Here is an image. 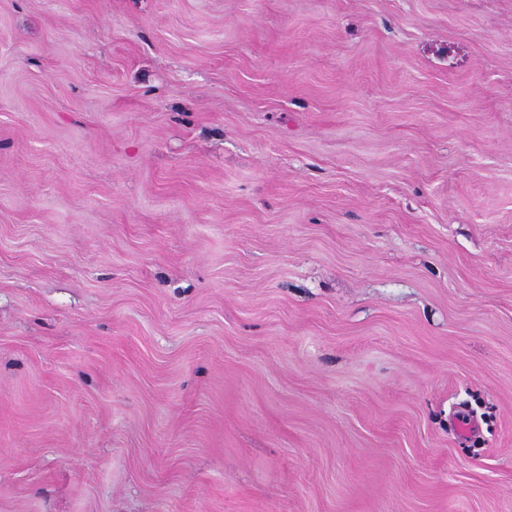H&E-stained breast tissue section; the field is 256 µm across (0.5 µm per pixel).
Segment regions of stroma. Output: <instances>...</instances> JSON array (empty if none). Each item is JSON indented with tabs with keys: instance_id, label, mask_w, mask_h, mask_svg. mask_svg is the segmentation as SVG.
Masks as SVG:
<instances>
[{
	"instance_id": "35a3bbf8",
	"label": "stroma",
	"mask_w": 512,
	"mask_h": 512,
	"mask_svg": "<svg viewBox=\"0 0 512 512\" xmlns=\"http://www.w3.org/2000/svg\"><path fill=\"white\" fill-rule=\"evenodd\" d=\"M0 512H512V0H0Z\"/></svg>"
}]
</instances>
